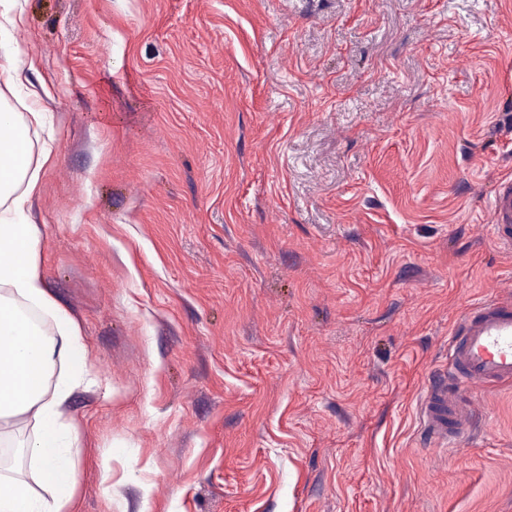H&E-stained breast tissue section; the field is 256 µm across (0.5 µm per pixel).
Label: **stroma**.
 <instances>
[{
  "instance_id": "obj_1",
  "label": "stroma",
  "mask_w": 512,
  "mask_h": 512,
  "mask_svg": "<svg viewBox=\"0 0 512 512\" xmlns=\"http://www.w3.org/2000/svg\"><path fill=\"white\" fill-rule=\"evenodd\" d=\"M33 217L95 385L78 512H512V387L416 396L512 288V0H21ZM492 237L504 247H512V181L499 182L490 204ZM512 385V292L480 300L460 314L448 335V362L430 373L418 398L425 448L454 451L483 420L474 388Z\"/></svg>"
}]
</instances>
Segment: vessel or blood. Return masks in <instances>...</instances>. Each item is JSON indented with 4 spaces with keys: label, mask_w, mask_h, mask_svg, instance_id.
<instances>
[{
    "label": "vessel or blood",
    "mask_w": 512,
    "mask_h": 512,
    "mask_svg": "<svg viewBox=\"0 0 512 512\" xmlns=\"http://www.w3.org/2000/svg\"><path fill=\"white\" fill-rule=\"evenodd\" d=\"M491 234L512 247V181L499 182L490 204ZM512 385V292L480 300L460 314L448 335V361L430 373L418 398L424 447L452 451L483 420L474 388Z\"/></svg>",
    "instance_id": "obj_1"
}]
</instances>
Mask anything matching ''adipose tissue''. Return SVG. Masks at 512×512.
<instances>
[{
    "mask_svg": "<svg viewBox=\"0 0 512 512\" xmlns=\"http://www.w3.org/2000/svg\"><path fill=\"white\" fill-rule=\"evenodd\" d=\"M45 118L0 105V443L15 441L19 425L36 428L16 441L28 475L0 471V512H77L81 437L67 402L88 374V351L78 322L45 284L41 233L28 208L51 158L47 149L33 156L29 138ZM59 359L66 368L50 379Z\"/></svg>",
    "mask_w": 512,
    "mask_h": 512,
    "instance_id": "obj_1",
    "label": "adipose tissue"
}]
</instances>
